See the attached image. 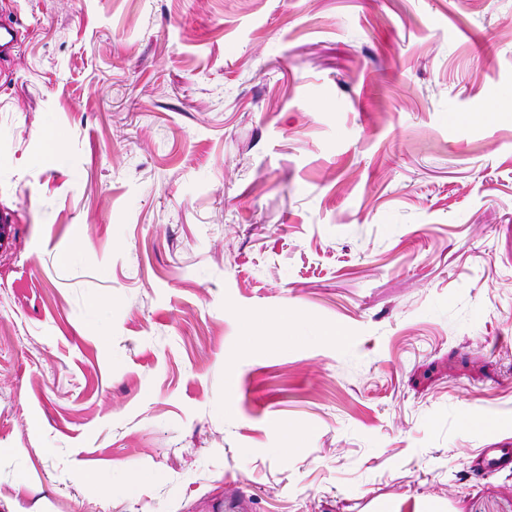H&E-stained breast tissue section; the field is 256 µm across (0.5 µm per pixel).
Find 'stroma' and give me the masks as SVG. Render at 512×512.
Wrapping results in <instances>:
<instances>
[{
    "label": "stroma",
    "instance_id": "obj_1",
    "mask_svg": "<svg viewBox=\"0 0 512 512\" xmlns=\"http://www.w3.org/2000/svg\"><path fill=\"white\" fill-rule=\"evenodd\" d=\"M0 8V512H512V0Z\"/></svg>",
    "mask_w": 512,
    "mask_h": 512
}]
</instances>
